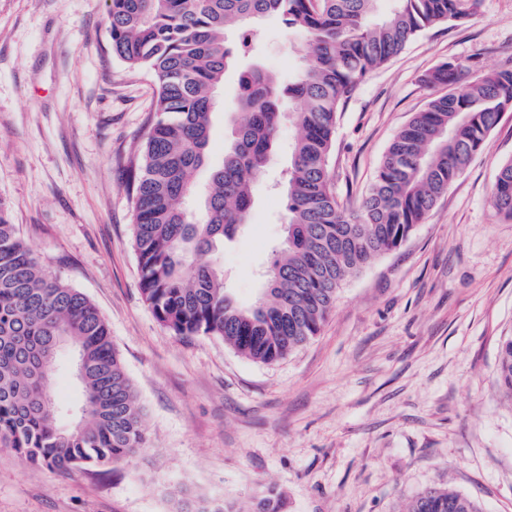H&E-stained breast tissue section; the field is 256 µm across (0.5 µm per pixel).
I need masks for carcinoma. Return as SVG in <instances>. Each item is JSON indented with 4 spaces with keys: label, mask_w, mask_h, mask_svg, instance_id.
Segmentation results:
<instances>
[{
    "label": "carcinoma",
    "mask_w": 512,
    "mask_h": 512,
    "mask_svg": "<svg viewBox=\"0 0 512 512\" xmlns=\"http://www.w3.org/2000/svg\"><path fill=\"white\" fill-rule=\"evenodd\" d=\"M107 0L112 53L156 79L155 120L128 168L134 204L132 247L143 298L177 336H219L240 356L272 365L321 330L342 282L395 250L424 222L448 186L482 150L500 114L512 111V70L471 78L448 60L425 76L434 96L394 136L356 210L339 204L329 176L337 114L373 70L422 31L461 22L480 0ZM277 18L306 40V62L284 85L254 63L238 76L242 115L224 162L203 195L195 176L208 162L212 115L226 72L255 26ZM299 130L289 151L287 219L281 252L249 305L224 288V270L202 256L245 224L257 182L277 149L283 120ZM491 203L512 220V160L503 163ZM64 336L81 362L73 424L53 397L49 373ZM496 382L512 398V336L502 341ZM0 445L32 465L61 470L129 461L149 439L109 326L83 293L52 276L19 237L0 204ZM174 512H238L234 502L164 487ZM268 485L253 512H281ZM407 512H481L448 487L418 495Z\"/></svg>",
    "instance_id": "obj_1"
}]
</instances>
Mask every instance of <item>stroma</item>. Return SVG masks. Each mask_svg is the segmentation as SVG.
Listing matches in <instances>:
<instances>
[{"label": "stroma", "instance_id": "stroma-1", "mask_svg": "<svg viewBox=\"0 0 512 512\" xmlns=\"http://www.w3.org/2000/svg\"><path fill=\"white\" fill-rule=\"evenodd\" d=\"M105 0H0V200L39 264L86 295L143 410L146 453L61 472L0 447V512H173L179 483L252 512L275 485L282 512H405L449 486L483 512H512V399L495 382L512 336V220L492 206L512 159V112L396 250L342 285L319 334L274 365L217 336L180 337L140 292L126 167L147 138L157 85L113 55ZM302 36L276 21L252 57L288 82ZM471 76L512 69V0H480L463 24L424 31L342 106L329 173L341 205L368 193L390 142L435 95L422 77L447 60ZM238 92L227 73L210 165ZM286 162L256 186L250 221L210 261L242 304L281 246Z\"/></svg>", "mask_w": 512, "mask_h": 512}]
</instances>
